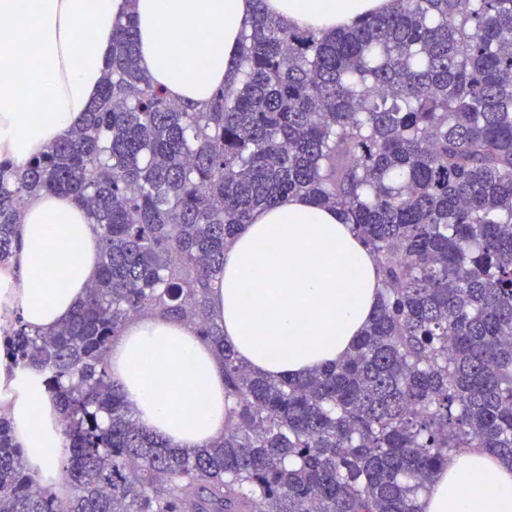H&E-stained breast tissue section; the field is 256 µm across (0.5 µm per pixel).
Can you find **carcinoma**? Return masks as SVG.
<instances>
[{
    "label": "carcinoma",
    "instance_id": "obj_1",
    "mask_svg": "<svg viewBox=\"0 0 512 512\" xmlns=\"http://www.w3.org/2000/svg\"><path fill=\"white\" fill-rule=\"evenodd\" d=\"M238 80L200 110L169 99L120 24L82 124L23 171L0 160V264L24 200L71 195L101 272L46 333L0 336L62 411L66 497L43 491L0 417V512H422L448 455L512 463V0H392L327 33L270 17ZM289 194L341 210L380 303L346 358L269 379L210 314L224 247ZM152 311L224 363V437L170 447L128 410L111 338Z\"/></svg>",
    "mask_w": 512,
    "mask_h": 512
}]
</instances>
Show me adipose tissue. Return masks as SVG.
Here are the masks:
<instances>
[{
	"label": "adipose tissue",
	"mask_w": 512,
	"mask_h": 512,
	"mask_svg": "<svg viewBox=\"0 0 512 512\" xmlns=\"http://www.w3.org/2000/svg\"><path fill=\"white\" fill-rule=\"evenodd\" d=\"M391 0H265L291 25L329 32ZM254 0H0V157L17 167L81 123L98 96L112 33L138 26L139 64L181 105L200 108L232 81ZM22 247L0 267V308L47 332L73 314L99 273L100 241L71 197L34 195ZM376 262L337 209L289 195L254 213L224 252L211 313L251 369L277 378L342 360L378 305ZM0 336V417L40 487L64 496L61 413L34 370L13 369ZM112 375L148 431L184 449L224 434V366L192 324L146 313L113 337ZM422 512H512V467L479 448L453 453Z\"/></svg>",
	"instance_id": "obj_1"
}]
</instances>
